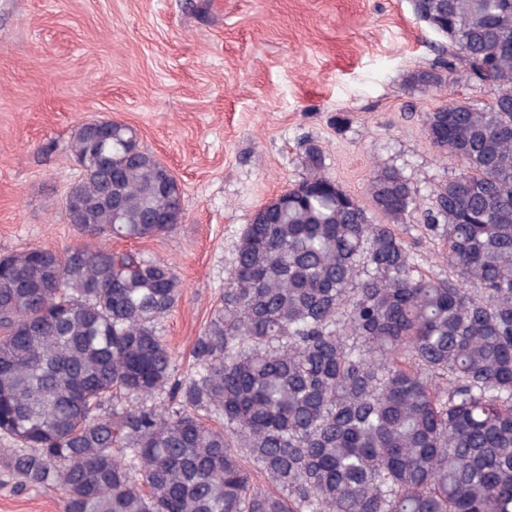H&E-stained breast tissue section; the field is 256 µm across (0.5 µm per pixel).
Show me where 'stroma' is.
I'll return each instance as SVG.
<instances>
[{
    "label": "stroma",
    "instance_id": "1",
    "mask_svg": "<svg viewBox=\"0 0 512 512\" xmlns=\"http://www.w3.org/2000/svg\"><path fill=\"white\" fill-rule=\"evenodd\" d=\"M418 71L443 85H409ZM491 96L411 0H0V256L85 243L64 210L79 175L72 133L89 120L133 127L175 173L182 218L168 235L107 245L181 278L157 331L184 381L245 225L301 179L307 146L361 198L376 165L400 168L426 208L459 171L429 146L426 112ZM400 234L427 276L451 277L421 213ZM0 512H63V498L0 470Z\"/></svg>",
    "mask_w": 512,
    "mask_h": 512
}]
</instances>
